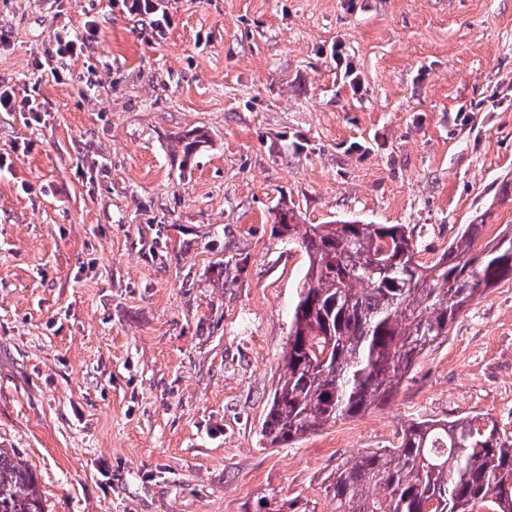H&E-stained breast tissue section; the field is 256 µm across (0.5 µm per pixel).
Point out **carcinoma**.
<instances>
[{"mask_svg":"<svg viewBox=\"0 0 512 512\" xmlns=\"http://www.w3.org/2000/svg\"><path fill=\"white\" fill-rule=\"evenodd\" d=\"M203 139L179 137L184 157ZM484 228L461 225L435 261L421 263L402 224H304L280 203L274 233L308 265L261 428L266 443H294L387 402L461 312L511 284L512 228L477 252ZM243 270L227 257L218 287H233ZM328 490L336 512H512V434L481 413L415 421L393 448L337 467ZM0 512H44L38 482L12 448H0Z\"/></svg>","mask_w":512,"mask_h":512,"instance_id":"cac0c4a2","label":"carcinoma"}]
</instances>
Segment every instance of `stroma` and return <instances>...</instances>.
Masks as SVG:
<instances>
[{
    "label": "stroma",
    "mask_w": 512,
    "mask_h": 512,
    "mask_svg": "<svg viewBox=\"0 0 512 512\" xmlns=\"http://www.w3.org/2000/svg\"><path fill=\"white\" fill-rule=\"evenodd\" d=\"M0 0V448L44 512H335L337 465L419 420L512 434V284L478 299L384 405L261 436L306 270L272 228L402 224L421 261L512 225V0ZM96 20L89 84L36 67ZM342 46L352 90L332 54ZM206 141L183 159L178 138ZM236 287L213 284L226 253ZM124 7L132 15H152V23L160 36L170 25V16L156 0H122ZM41 102L32 95L23 96L18 99L15 91L9 87L2 88L0 85V112H28L30 120L40 119V113L44 112Z\"/></svg>",
    "instance_id": "stroma-1"
}]
</instances>
